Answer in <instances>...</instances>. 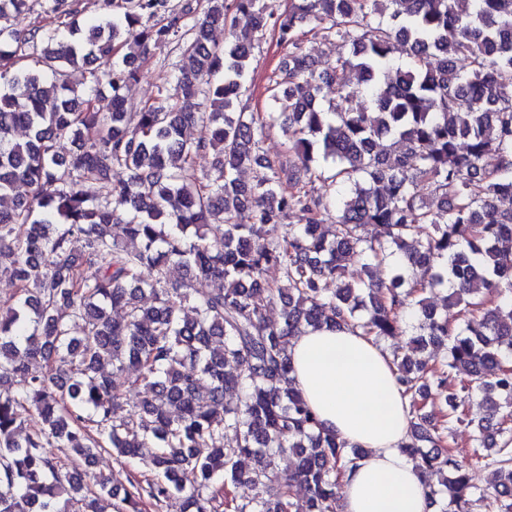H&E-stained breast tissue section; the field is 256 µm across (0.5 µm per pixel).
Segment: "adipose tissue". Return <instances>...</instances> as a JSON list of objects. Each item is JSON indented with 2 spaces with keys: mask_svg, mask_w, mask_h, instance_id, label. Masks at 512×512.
I'll use <instances>...</instances> for the list:
<instances>
[{
  "mask_svg": "<svg viewBox=\"0 0 512 512\" xmlns=\"http://www.w3.org/2000/svg\"><path fill=\"white\" fill-rule=\"evenodd\" d=\"M288 354L322 428L364 450L340 478L339 512H434L401 449L408 405L389 351L360 331L323 326L295 336Z\"/></svg>",
  "mask_w": 512,
  "mask_h": 512,
  "instance_id": "ef3b65f1",
  "label": "adipose tissue"
}]
</instances>
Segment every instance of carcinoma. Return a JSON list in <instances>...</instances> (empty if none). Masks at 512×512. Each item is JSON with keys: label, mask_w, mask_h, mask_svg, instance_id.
Listing matches in <instances>:
<instances>
[{"label": "carcinoma", "mask_w": 512, "mask_h": 512, "mask_svg": "<svg viewBox=\"0 0 512 512\" xmlns=\"http://www.w3.org/2000/svg\"><path fill=\"white\" fill-rule=\"evenodd\" d=\"M53 2L61 27L20 34L7 21L28 0H0V196L29 188L0 208V277L16 287L0 304V512H106L104 497L113 512H164L173 497L181 512H214L219 479L224 512H294L298 485L308 512H336L360 449L323 433L288 358L291 338L321 325L408 337L393 353L411 416L403 451L430 500L471 512L476 495L512 512V94L496 79L512 70V0H288L276 18L260 0H206L200 17L169 0H106L119 18L86 26L77 0ZM306 21L348 48L323 75ZM218 24L233 30L222 45L207 41ZM268 34L288 53L266 115L241 102ZM151 45L179 49L175 95L131 112L126 89ZM326 78L343 109L320 102ZM275 113L289 143L277 162L263 151ZM209 153L214 173L200 175ZM324 164L343 195L315 187ZM118 170L127 179L114 184ZM89 181L105 193L88 196ZM355 262L365 277L351 281ZM260 297L281 303L280 322ZM137 386L147 395L130 411ZM473 397L488 408L476 423L464 418ZM23 410L39 426L24 427ZM464 422L474 448L495 450L491 495L449 448ZM54 444L73 457L64 476ZM109 448L154 449L150 477L118 491L95 475L99 492L84 494L79 467ZM242 484L250 496L230 491Z\"/></svg>", "instance_id": "1"}]
</instances>
